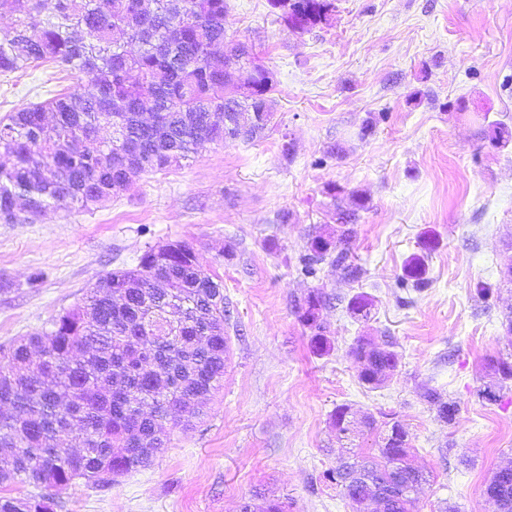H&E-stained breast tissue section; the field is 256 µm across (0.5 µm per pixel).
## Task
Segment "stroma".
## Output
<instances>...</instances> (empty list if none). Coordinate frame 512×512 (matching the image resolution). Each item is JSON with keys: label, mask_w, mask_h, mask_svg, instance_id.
<instances>
[{"label": "stroma", "mask_w": 512, "mask_h": 512, "mask_svg": "<svg viewBox=\"0 0 512 512\" xmlns=\"http://www.w3.org/2000/svg\"><path fill=\"white\" fill-rule=\"evenodd\" d=\"M335 5L330 24L297 33L269 0H227L228 36L276 77L263 139L204 146L90 211L0 223V346L48 328L158 244L191 243L224 284L229 356L205 415L171 429L148 466L56 492L54 512H240L257 494L289 512H352L327 478L342 453L340 405L405 428L431 474L416 512H497L485 488L512 465V381L495 402L477 392L490 359L512 352V142L487 137L489 124L512 128V0ZM75 82L49 65L0 77V119ZM330 184L345 208L367 199L350 244L355 282L326 263L300 272L310 237L336 226ZM428 230L439 245L425 284L401 287ZM313 288L328 298L321 356L296 313ZM361 292L375 301L367 322L347 310ZM361 336L389 337L399 358L376 389L350 354ZM424 383L457 401L453 424L420 398Z\"/></svg>", "instance_id": "stroma-1"}]
</instances>
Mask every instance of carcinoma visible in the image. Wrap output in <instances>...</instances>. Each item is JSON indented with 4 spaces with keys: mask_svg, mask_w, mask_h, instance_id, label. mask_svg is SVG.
<instances>
[{
    "mask_svg": "<svg viewBox=\"0 0 512 512\" xmlns=\"http://www.w3.org/2000/svg\"><path fill=\"white\" fill-rule=\"evenodd\" d=\"M288 10L300 29L332 19V0H270ZM226 0H0L11 24L0 28V75L49 63L86 77L71 91L0 121V223L24 224L50 209L90 210L126 189L132 177L166 170L205 144L260 139L274 118V83L239 92L224 80ZM237 63L265 72L253 49L231 48ZM111 130L103 138L100 132ZM336 234L310 239L300 273L313 277L329 263L344 278H362L349 262L355 211L337 209ZM425 258L413 256L405 276L424 284ZM82 303L37 332L0 351V485L29 482L40 499L0 496V512H52L49 490L75 480L102 484L105 474L146 467L164 448V421L181 411L187 425L204 414L224 380V286L199 264L194 247H151L132 269L101 276ZM326 295L311 290L297 307L310 345L328 352L322 320ZM348 307L371 320L372 300L356 295ZM392 343L360 337L351 354L360 380L373 388L394 375ZM496 382L479 396L498 400L512 380L506 357L490 362ZM420 398L441 422H455L457 402L427 384ZM336 439L356 447L375 435L378 454L352 452L327 478L352 504L377 503L381 512H411L412 494L428 476L409 462L408 435L397 422L379 431L360 423L349 406L336 407ZM486 494L499 512H512V466L492 475ZM286 503L246 502L242 512H285Z\"/></svg>",
    "mask_w": 512,
    "mask_h": 512,
    "instance_id": "carcinoma-1",
    "label": "carcinoma"
}]
</instances>
